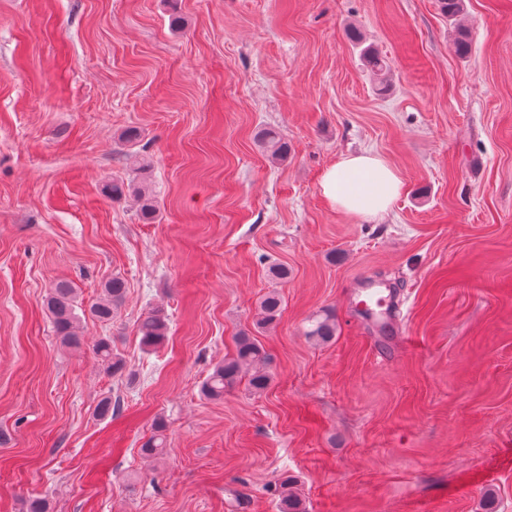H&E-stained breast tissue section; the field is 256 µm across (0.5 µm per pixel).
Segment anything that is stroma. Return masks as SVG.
Listing matches in <instances>:
<instances>
[{
	"label": "stroma",
	"mask_w": 512,
	"mask_h": 512,
	"mask_svg": "<svg viewBox=\"0 0 512 512\" xmlns=\"http://www.w3.org/2000/svg\"><path fill=\"white\" fill-rule=\"evenodd\" d=\"M465 5L461 57L438 0H0V512H278L288 478L308 512H482L488 487L512 512V0ZM360 151L403 180L374 223L319 188ZM130 152L150 220L107 190L137 178ZM116 274L120 314L84 326L132 381L62 347L42 305ZM373 281L391 316L356 309ZM156 304L169 333L148 351ZM327 311L324 343L307 330ZM243 331L268 387L206 399ZM107 395L122 408L101 419ZM160 419L165 454L143 458ZM363 65L375 76H384L390 69L387 57L368 45L360 50ZM258 141L267 154L283 161L288 157V144L273 127H266L258 134ZM281 307L282 299L278 292L270 291L266 293L259 303L261 317L257 320L256 324L264 328L274 323L280 314ZM168 330V315L161 307L149 309L138 322V333L145 347L160 344Z\"/></svg>",
	"instance_id": "stroma-1"
}]
</instances>
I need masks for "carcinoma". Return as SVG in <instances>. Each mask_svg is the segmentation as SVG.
<instances>
[{"instance_id":"carcinoma-1","label":"carcinoma","mask_w":512,"mask_h":512,"mask_svg":"<svg viewBox=\"0 0 512 512\" xmlns=\"http://www.w3.org/2000/svg\"><path fill=\"white\" fill-rule=\"evenodd\" d=\"M441 13L448 21L455 22L465 11V0H438ZM363 65L375 76L385 75L390 64L387 57L368 45L360 50ZM258 141L267 154L279 160L288 157V144L281 138L273 127H266L258 134ZM109 193L114 199L127 196L137 198L141 214L151 219L155 215L156 205L151 196L141 189V186L123 179L112 181ZM127 294V282L120 276L114 275L104 281L101 294L91 303L89 315L103 325L112 323L117 316ZM45 307L52 319L55 332L60 343L68 348L79 350L84 346L81 317L78 310L82 303L78 301L75 288L66 281H58L52 285L45 296ZM282 299L278 292L266 293L260 303V319L257 325L264 328L274 323L280 314ZM312 326L307 335L325 342L336 335V323L329 315H317L311 320ZM168 330V315L161 307L149 309L138 322V333L141 342L146 347L160 344ZM92 351L103 370L114 377H123L127 365L123 357L112 347V340L100 337L91 345ZM268 354L262 344L246 332L240 333L235 339V352L232 356L216 364L202 384V395L208 399L218 400L224 397V392L243 377H248L249 384L256 391L264 390L270 382L266 366ZM166 436L165 425L157 422L152 435L142 444L141 452L149 458H160L165 454ZM278 507L280 512H306L303 498L294 490L292 481H284L277 489Z\"/></svg>"}]
</instances>
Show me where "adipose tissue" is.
Returning <instances> with one entry per match:
<instances>
[{"label": "adipose tissue", "instance_id": "adipose-tissue-1", "mask_svg": "<svg viewBox=\"0 0 512 512\" xmlns=\"http://www.w3.org/2000/svg\"><path fill=\"white\" fill-rule=\"evenodd\" d=\"M402 187L399 173L370 152L341 156L320 181L322 195L336 211L362 220L387 215Z\"/></svg>", "mask_w": 512, "mask_h": 512}]
</instances>
